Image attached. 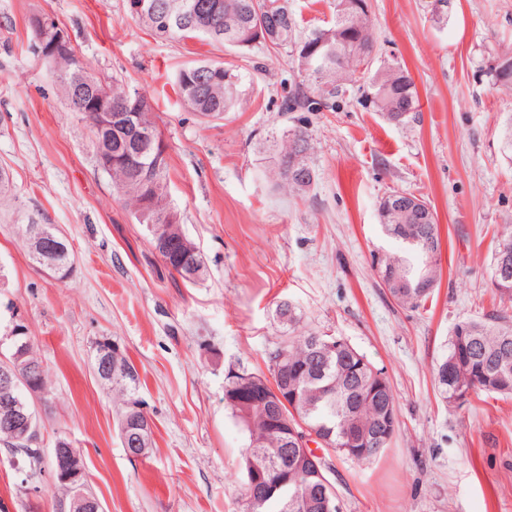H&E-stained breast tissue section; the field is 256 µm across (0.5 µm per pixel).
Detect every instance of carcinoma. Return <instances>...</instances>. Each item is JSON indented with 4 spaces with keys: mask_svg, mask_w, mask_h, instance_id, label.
<instances>
[{
    "mask_svg": "<svg viewBox=\"0 0 512 512\" xmlns=\"http://www.w3.org/2000/svg\"><path fill=\"white\" fill-rule=\"evenodd\" d=\"M142 8L131 14L138 23L155 30L160 37L178 40L201 39L211 45L235 48H286L297 67L299 82L290 97L283 101V111L296 108L314 111L335 98L345 84H356L362 95L391 123L403 124L418 111L419 101L408 69L400 63L388 64L367 77L360 65L371 61L375 37L369 18L368 0H333L332 21L322 27L300 29L288 0H141ZM161 3L177 14L193 13L190 26L154 29L155 5ZM33 41L43 36L51 41L64 32L53 21L34 16L29 21ZM51 78L64 99H69L72 85L88 83L112 105L114 112H136V124L157 128L153 106L139 89L115 78L89 74L74 54L46 59ZM496 83L512 89V60L495 68ZM242 76L221 61L192 62L179 70L175 85L183 103L204 120L224 118L241 103ZM92 134V145L99 167L112 179L115 191L129 205L141 224H162L160 233H151L154 249L171 273L183 283L196 284L206 275L201 254H178L173 240L184 236L180 224L167 221L166 204L168 156L154 151L140 164L130 168L110 162L124 155L133 142L132 131L122 127L102 134L95 129L93 113H84ZM301 142V164L308 165L309 133L304 127L286 130L278 149L273 177L283 186L304 191L308 186L293 175L291 155L296 142ZM388 202L406 208L402 223L390 221L384 208H379L380 222L386 235L400 245V250L378 258V276H392L413 282L427 276L441 279V243L436 217H423L411 204L415 195L405 198L400 191L387 194ZM389 294L401 306L418 308L431 296ZM276 318L283 328L279 341L268 354V373L242 370L226 376L224 401L237 420L245 437L239 460L243 474L241 501L253 498L260 502L257 512H323L322 503L332 496L325 485L327 472L313 471L295 454L288 458V483L272 494L253 482L255 464L270 460L276 449L283 447L282 435L269 425L264 407L236 400L241 381L273 379L288 396L296 397V405L284 409L287 418L299 416L309 430L320 439L319 447L343 455L359 463L375 461L389 446L392 436L357 444L364 434L374 435L380 419L390 406H396L391 385L382 370L344 339L315 330L300 331L301 314L293 306L276 308ZM116 374L104 384L119 392L123 406L119 415V434L126 440L140 431L142 455L154 444L153 428L137 429L145 420L135 407V393L140 384L139 373L129 357L117 360ZM436 387L443 401L461 407L457 396L512 395V316L507 308L495 309L484 320H464L455 324L448 339V355L438 363ZM21 475L42 473L44 462L29 451L15 453Z\"/></svg>",
    "mask_w": 512,
    "mask_h": 512,
    "instance_id": "1",
    "label": "carcinoma"
}]
</instances>
